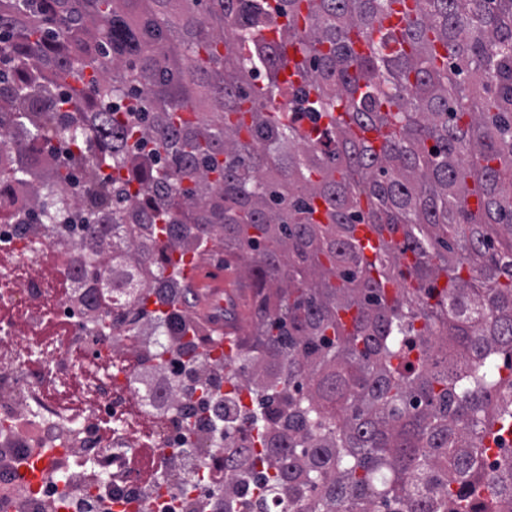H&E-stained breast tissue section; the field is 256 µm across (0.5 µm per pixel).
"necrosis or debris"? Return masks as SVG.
Wrapping results in <instances>:
<instances>
[{
	"label": "necrosis or debris",
	"mask_w": 512,
	"mask_h": 512,
	"mask_svg": "<svg viewBox=\"0 0 512 512\" xmlns=\"http://www.w3.org/2000/svg\"><path fill=\"white\" fill-rule=\"evenodd\" d=\"M52 245L60 246L66 270H77L78 245L41 224L31 225L25 236H11L0 251L22 270L41 260ZM63 308L73 319V336L87 353L104 351L112 358L113 398L105 406L116 421L112 445L103 448L97 443L99 412L63 416L56 402L44 397L38 373L0 364V512H66L63 499L101 496L112 497L113 512H181L189 504L171 498L169 490L186 479L195 459L175 450L173 440L180 430L176 415L166 414L153 431L162 465L156 487L143 489L127 464L138 446L124 424L122 395L129 386L124 361L132 355L140 368L154 365L151 321L143 318L130 328L117 324L103 330L86 318L82 299L67 301ZM39 461L45 462L46 475L30 482L22 470Z\"/></svg>",
	"instance_id": "obj_1"
}]
</instances>
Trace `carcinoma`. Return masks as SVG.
<instances>
[{"instance_id": "cac0c4a2", "label": "carcinoma", "mask_w": 512, "mask_h": 512, "mask_svg": "<svg viewBox=\"0 0 512 512\" xmlns=\"http://www.w3.org/2000/svg\"><path fill=\"white\" fill-rule=\"evenodd\" d=\"M394 2L0 0V187L88 184L80 224L52 190L8 222L79 239L103 325L184 335L212 238L250 280L221 512L512 508V0Z\"/></svg>"}]
</instances>
